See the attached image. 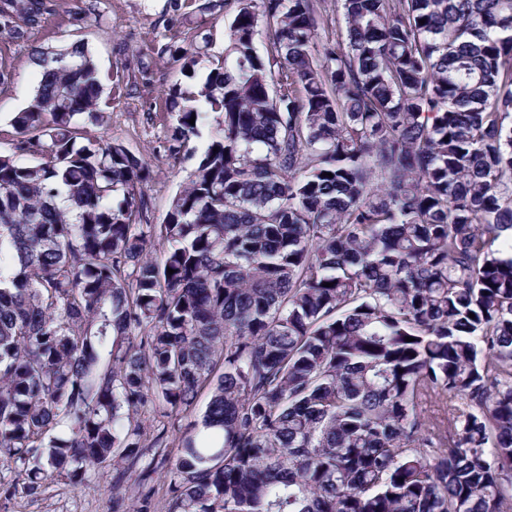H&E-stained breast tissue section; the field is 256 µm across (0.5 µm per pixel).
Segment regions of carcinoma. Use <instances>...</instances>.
Returning a JSON list of instances; mask_svg holds the SVG:
<instances>
[{
	"label": "carcinoma",
	"instance_id": "1",
	"mask_svg": "<svg viewBox=\"0 0 512 512\" xmlns=\"http://www.w3.org/2000/svg\"><path fill=\"white\" fill-rule=\"evenodd\" d=\"M340 2L332 40L320 0H224L167 156L222 120L160 224L149 163L85 135L88 48L37 52L0 129V505L110 468L107 512L159 478L168 512H512V0ZM48 15L0 0V35Z\"/></svg>",
	"mask_w": 512,
	"mask_h": 512
}]
</instances>
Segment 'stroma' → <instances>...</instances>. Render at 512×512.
Returning a JSON list of instances; mask_svg holds the SVG:
<instances>
[{"label": "stroma", "mask_w": 512, "mask_h": 512, "mask_svg": "<svg viewBox=\"0 0 512 512\" xmlns=\"http://www.w3.org/2000/svg\"><path fill=\"white\" fill-rule=\"evenodd\" d=\"M47 26L17 45L0 36V52L13 66L11 83L0 87V127L23 109L36 86L38 71L33 57L39 50H60L72 38L88 43L106 88L112 98L106 107L110 116L101 127L90 126L86 135L101 136L123 145L151 165L148 187L151 218L161 223L175 193L197 164L196 157L168 159L163 142L175 106L197 95L198 77L187 73L182 63L160 54L166 43H182L206 37L207 57L223 62L224 11L200 12L190 7L174 11L171 0H49ZM111 470L100 471L81 485L62 479L52 483L37 502L11 503L12 512H106L112 496Z\"/></svg>", "instance_id": "obj_1"}]
</instances>
